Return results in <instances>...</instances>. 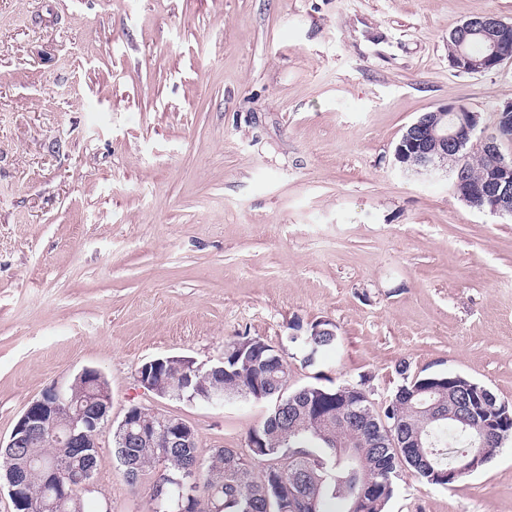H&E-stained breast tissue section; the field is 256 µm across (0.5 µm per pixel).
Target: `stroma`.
I'll return each instance as SVG.
<instances>
[{"mask_svg": "<svg viewBox=\"0 0 512 512\" xmlns=\"http://www.w3.org/2000/svg\"><path fill=\"white\" fill-rule=\"evenodd\" d=\"M512 0H0V438L53 381L99 369L140 405L242 448L264 405L143 392L139 366L209 364L245 333L288 384L459 374L512 403V217L394 153L451 102L492 132L512 58L465 74L448 34ZM332 321L305 365L290 335ZM106 460L93 512H150ZM385 512H512V442L449 488L404 472Z\"/></svg>", "mask_w": 512, "mask_h": 512, "instance_id": "obj_1", "label": "stroma"}]
</instances>
